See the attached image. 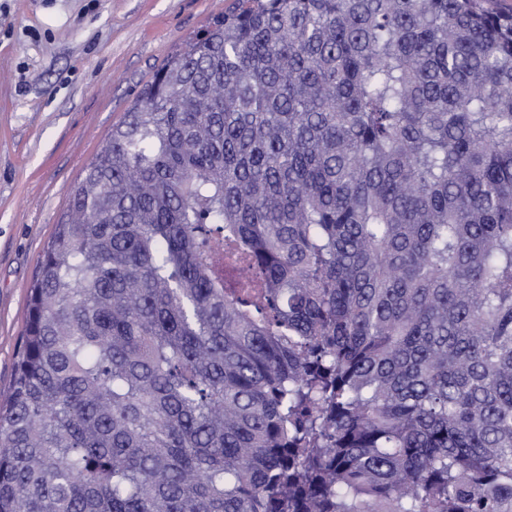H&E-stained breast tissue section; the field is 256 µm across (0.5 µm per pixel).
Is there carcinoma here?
Wrapping results in <instances>:
<instances>
[{
    "label": "carcinoma",
    "mask_w": 512,
    "mask_h": 512,
    "mask_svg": "<svg viewBox=\"0 0 512 512\" xmlns=\"http://www.w3.org/2000/svg\"><path fill=\"white\" fill-rule=\"evenodd\" d=\"M0 512H512V12L234 0L172 54L40 256Z\"/></svg>",
    "instance_id": "obj_1"
}]
</instances>
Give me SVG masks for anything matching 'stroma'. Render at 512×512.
<instances>
[{"label":"stroma","mask_w":512,"mask_h":512,"mask_svg":"<svg viewBox=\"0 0 512 512\" xmlns=\"http://www.w3.org/2000/svg\"><path fill=\"white\" fill-rule=\"evenodd\" d=\"M232 0H0V390L37 262L102 139Z\"/></svg>","instance_id":"1"}]
</instances>
